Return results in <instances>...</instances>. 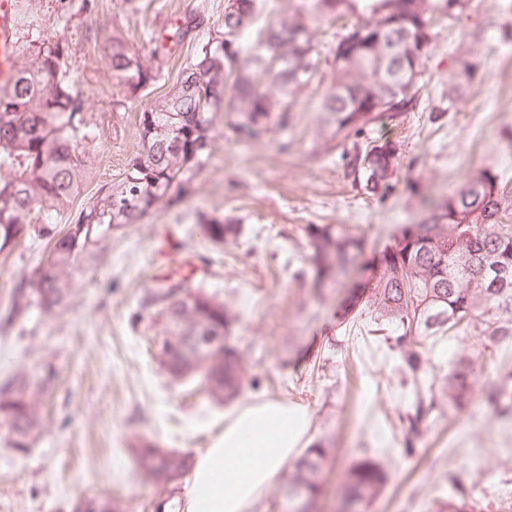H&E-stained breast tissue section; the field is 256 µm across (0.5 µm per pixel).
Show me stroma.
<instances>
[{
    "label": "stroma",
    "mask_w": 512,
    "mask_h": 512,
    "mask_svg": "<svg viewBox=\"0 0 512 512\" xmlns=\"http://www.w3.org/2000/svg\"><path fill=\"white\" fill-rule=\"evenodd\" d=\"M227 0H95L92 11L57 13L55 0H29L24 40L52 35L70 48L73 88L87 101L85 117L101 133L90 177L75 199L84 204L120 181L138 142V114L170 91L195 42L167 34L187 16L215 22ZM283 16L308 18L302 0H265L257 24ZM321 64L313 80L289 98L290 126H272L259 141L240 138L226 117L216 122L217 147L187 182L181 197L112 235L99 258L76 276L77 296L54 318L29 308L5 321L19 285L29 283L47 249L27 238L0 253V382L22 372L55 371L44 434L27 453L12 448L0 424V512H72L81 498L112 497L121 512H159L183 494L184 481L144 483L134 449L146 440L199 455L209 448L233 403L208 399L195 384L173 381L155 357L162 328L156 306L143 300L163 277L204 289L233 306L231 340L246 364L242 399L265 396L305 404L313 442L330 450L323 490L313 512H338L341 478L362 458L387 474L368 512H433L462 486L480 512H512V413L484 396L459 407L435 405L412 447L409 413L417 397L467 357L479 386L512 375V344H490L460 325L423 344L428 364L413 381L402 363L403 330L364 311L337 325L341 292L317 289L313 252L303 227L344 224L363 232L368 250H381L399 225L414 224L431 203L455 191L467 169L491 165L512 182V0H463L436 16L412 112L377 125L373 134L398 142L401 164L385 198L366 193L348 176L342 148L324 135L319 106L333 77V51L353 17L309 20ZM141 56L160 52V80L132 102L103 62L113 38ZM478 66L456 103L448 79L467 54ZM240 225L238 239L213 244L201 218ZM411 437V436H410Z\"/></svg>",
    "instance_id": "stroma-1"
}]
</instances>
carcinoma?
<instances>
[{"label":"carcinoma","instance_id":"obj_1","mask_svg":"<svg viewBox=\"0 0 512 512\" xmlns=\"http://www.w3.org/2000/svg\"><path fill=\"white\" fill-rule=\"evenodd\" d=\"M310 14L319 19L360 16L336 42L335 74L320 111L332 137L352 141L349 166L354 180L372 195H385L394 186L400 146L380 138L358 149L375 123L397 119L413 109L422 60L432 42L431 23L438 13L454 9L459 0H309ZM259 16L258 0H234L216 22V34L200 40L193 57L180 69L177 82L193 79L194 88L172 90L140 112L139 143L129 157L124 178L100 190L76 216L70 206L80 181L92 167L100 139L85 122L86 101L72 89L66 66L68 46L50 37L20 45L19 62L10 86L0 90V253L35 233L49 245L36 270L33 294L18 289L7 317L35 306L52 318L76 295L75 274L91 254L102 251L112 233L140 224L174 191L184 189L188 174L200 168L215 146L216 117L234 116L239 136L256 140L277 120L281 100L292 96L317 73L320 59L310 27L282 18L259 31L250 54H243L242 35ZM204 25L188 18L173 38L183 41ZM105 66L129 100L157 81L161 65L133 52L115 39L104 57ZM512 191L493 167L470 170L462 185L434 204L416 224H402L379 252L364 260L366 239L342 224H307L305 235L314 254V279L339 283L351 272L366 276L336 312L344 324L374 309L379 318L402 326L404 335L435 336L462 323L473 326L491 343L512 341ZM67 221L64 229L57 222ZM206 235L227 245L239 234L237 224L206 221ZM181 282L162 283L147 303L159 306L164 322L156 342V357L178 382L195 381L218 402L242 391L246 366L229 343L236 320L232 306L200 290L194 301L180 298ZM199 336H220L223 345L207 348ZM414 383L425 370L419 348L402 352ZM53 373L40 379L18 374L0 385V422L13 448L31 447L43 432L42 407ZM477 392L472 363L461 356L438 388V400L460 405ZM143 481L166 483V473L186 474L191 454L148 442L135 450ZM328 448L317 443L295 461L278 489L279 496L297 492L313 505L321 491ZM386 483L379 463L362 459L344 474L339 493L351 512H366ZM439 512H475L463 490L438 505ZM110 498L80 500L74 512H117Z\"/></svg>","mask_w":512,"mask_h":512}]
</instances>
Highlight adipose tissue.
<instances>
[{
  "label": "adipose tissue",
  "instance_id": "adipose-tissue-1",
  "mask_svg": "<svg viewBox=\"0 0 512 512\" xmlns=\"http://www.w3.org/2000/svg\"><path fill=\"white\" fill-rule=\"evenodd\" d=\"M310 442L304 404L277 398L242 402L196 458L180 512H254L276 475Z\"/></svg>",
  "mask_w": 512,
  "mask_h": 512
}]
</instances>
